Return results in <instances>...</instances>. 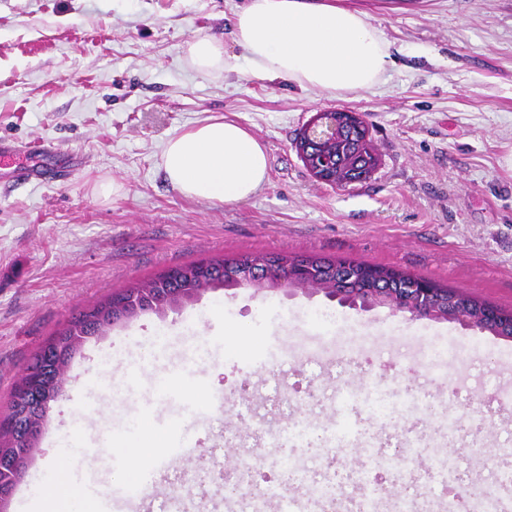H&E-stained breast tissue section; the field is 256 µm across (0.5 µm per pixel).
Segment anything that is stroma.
<instances>
[{
  "instance_id": "stroma-1",
  "label": "stroma",
  "mask_w": 512,
  "mask_h": 512,
  "mask_svg": "<svg viewBox=\"0 0 512 512\" xmlns=\"http://www.w3.org/2000/svg\"><path fill=\"white\" fill-rule=\"evenodd\" d=\"M243 0H0V416L34 353L87 306L173 267L248 254L349 258L411 272L512 310V0H356L391 42L395 67L369 91L331 96L202 72L187 41L227 53ZM369 123L380 165L362 182L316 180L295 142L319 111ZM264 146L269 181L234 204L190 199L161 166L166 142L213 117ZM19 168L42 181L20 183ZM119 184L102 197L101 183ZM251 326L242 351L230 333ZM200 397L168 396L169 379ZM372 387L384 408L352 422L370 448L303 438L284 469L266 448L290 423L333 419L337 386ZM512 339L323 293L205 292L86 339L28 467L5 504L23 512L48 475L115 459L128 468L140 426L191 424L177 460L131 512H162L169 481L205 475L196 512H225L213 451L259 453L283 495L318 475L343 504L358 471L386 501L429 504L512 473ZM70 447L67 459L58 450ZM458 476L442 488L433 465Z\"/></svg>"
}]
</instances>
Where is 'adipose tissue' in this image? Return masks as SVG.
Wrapping results in <instances>:
<instances>
[{
	"instance_id": "obj_1",
	"label": "adipose tissue",
	"mask_w": 512,
	"mask_h": 512,
	"mask_svg": "<svg viewBox=\"0 0 512 512\" xmlns=\"http://www.w3.org/2000/svg\"><path fill=\"white\" fill-rule=\"evenodd\" d=\"M232 37L241 55L227 54L215 37L189 41L187 54L204 72L244 65L260 79L332 95L370 90L394 65L382 31L345 0H246L234 13ZM162 167L185 197L224 204L256 195L269 172L261 142L224 118L171 137Z\"/></svg>"
}]
</instances>
